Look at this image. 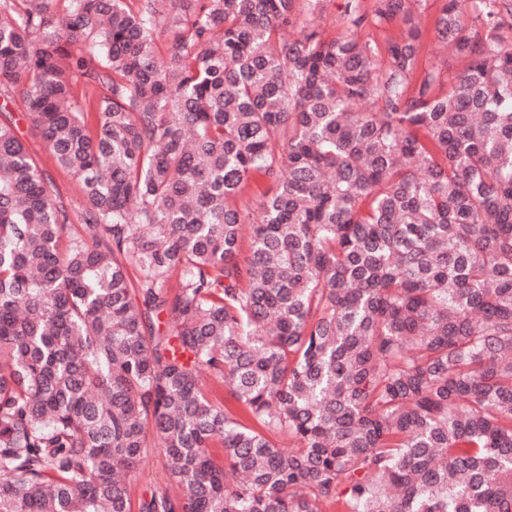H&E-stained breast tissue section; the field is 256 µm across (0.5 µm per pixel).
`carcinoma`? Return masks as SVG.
Segmentation results:
<instances>
[{"label": "carcinoma", "instance_id": "carcinoma-1", "mask_svg": "<svg viewBox=\"0 0 512 512\" xmlns=\"http://www.w3.org/2000/svg\"><path fill=\"white\" fill-rule=\"evenodd\" d=\"M320 2L0 0V512H512V0ZM444 0H427L422 22L425 27V45L420 57L419 67L422 70L428 66H435L443 72L455 73L461 70L465 64L463 61L440 55L436 45V33L434 29L435 19L443 5ZM6 101L8 102L9 111L15 116L20 139L29 152L41 162L43 170L56 183L59 205H63L72 211H80V204L83 201L80 181L49 158L44 142L28 116L22 99L18 95L7 99L6 96L0 94V108L5 105ZM165 482L166 477L163 471V460L156 452H152L147 457L142 471L130 480L132 497H137L142 493L164 487Z\"/></svg>", "mask_w": 512, "mask_h": 512}]
</instances>
